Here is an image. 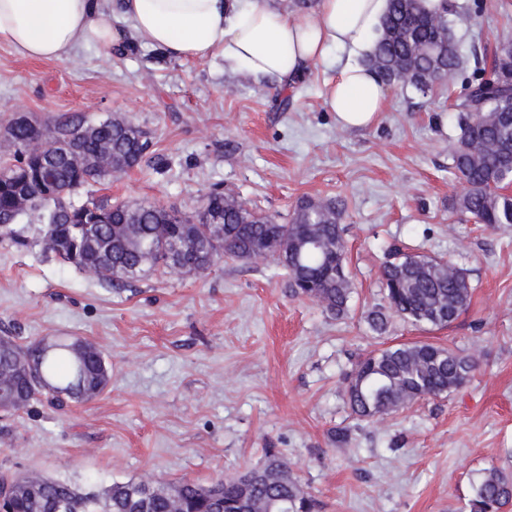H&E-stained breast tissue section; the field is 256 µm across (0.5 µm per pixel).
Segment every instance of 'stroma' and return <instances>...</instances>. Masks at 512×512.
<instances>
[{"instance_id":"1","label":"stroma","mask_w":512,"mask_h":512,"mask_svg":"<svg viewBox=\"0 0 512 512\" xmlns=\"http://www.w3.org/2000/svg\"><path fill=\"white\" fill-rule=\"evenodd\" d=\"M453 2L463 64L450 88L388 86L385 112L359 131L324 106L331 59L283 111L277 87L215 59L178 61L131 42L121 54L36 61L0 45V127L17 112L44 123L81 113L146 133L141 163L82 197L188 211L218 186L282 224L302 199L339 198L353 283L341 320L292 296L274 256L114 288L46 251L37 216L24 215L20 242L0 240V336L82 337L104 352L112 382L86 404L0 411V473L83 488L145 475L206 485L261 466L272 449L320 512H463L472 474L512 473V226L459 219L450 156L456 98L512 44V0ZM393 245L466 271L471 298L451 325L369 328L363 313L382 300L379 267ZM414 342L472 356L478 369L383 421L354 419L343 376L370 350Z\"/></svg>"}]
</instances>
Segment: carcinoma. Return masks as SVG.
<instances>
[{
	"label": "carcinoma",
	"instance_id": "carcinoma-1",
	"mask_svg": "<svg viewBox=\"0 0 512 512\" xmlns=\"http://www.w3.org/2000/svg\"><path fill=\"white\" fill-rule=\"evenodd\" d=\"M454 5L432 10L422 0H388L366 62L388 85L410 86L423 94L451 83L461 64ZM455 104L460 136L452 153L453 175L463 185L455 212L477 224L512 225V196L501 193L512 178V86L494 87L482 77L466 84ZM149 148L144 132L116 117L91 121L71 115L45 126L13 119L0 138V225L25 210L48 212L52 237L47 248L79 269L94 265L113 287L149 271H176L171 255H181L190 273L209 269L221 258L244 260L255 248L276 239L298 246L281 263L292 292L318 303L328 314L348 313L352 283L336 275L346 267L344 211L336 199H303L287 224L241 207L216 187L187 214L162 202H114L108 197L80 201L78 192L103 185L137 166ZM380 271L386 304L364 312L370 329L386 332L391 315L413 325L443 328L466 308L470 286L465 275L445 273L448 260L412 255L399 247ZM476 361L450 347L415 342L373 350L345 377V396L359 420H380L428 396L466 384ZM112 379L104 353L80 337H63L43 346L0 342V410L24 409L45 396L87 403ZM8 512H315L316 501L298 480L258 479L241 489L235 478L200 485L189 480L159 483L152 478L115 482L99 493L41 475L0 476ZM512 505V475L497 469L478 472L470 482L465 512H504Z\"/></svg>",
	"mask_w": 512,
	"mask_h": 512
}]
</instances>
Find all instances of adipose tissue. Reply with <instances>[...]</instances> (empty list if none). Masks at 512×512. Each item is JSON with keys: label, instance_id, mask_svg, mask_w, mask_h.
I'll return each mask as SVG.
<instances>
[{"label": "adipose tissue", "instance_id": "obj_1", "mask_svg": "<svg viewBox=\"0 0 512 512\" xmlns=\"http://www.w3.org/2000/svg\"><path fill=\"white\" fill-rule=\"evenodd\" d=\"M387 0H317L293 17L268 0H120L129 30L112 22L105 0H0V44L31 60L56 61L82 48L109 51L133 37L175 60L222 58L225 70L281 89L339 52L324 83L327 111L350 130L370 126L387 100L386 86L366 66Z\"/></svg>", "mask_w": 512, "mask_h": 512}]
</instances>
